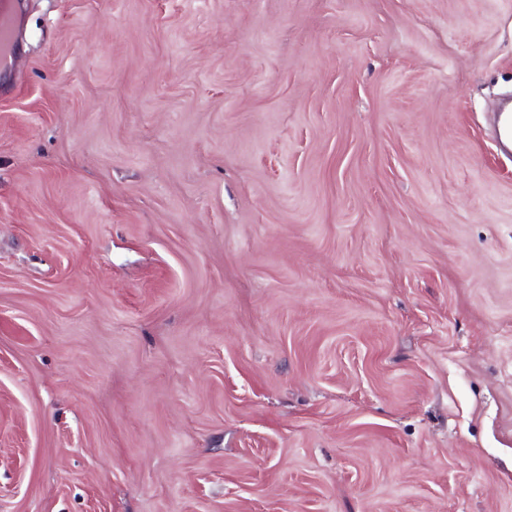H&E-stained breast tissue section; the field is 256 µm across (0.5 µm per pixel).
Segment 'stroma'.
Returning <instances> with one entry per match:
<instances>
[{
    "label": "stroma",
    "mask_w": 512,
    "mask_h": 512,
    "mask_svg": "<svg viewBox=\"0 0 512 512\" xmlns=\"http://www.w3.org/2000/svg\"><path fill=\"white\" fill-rule=\"evenodd\" d=\"M0 512H512V0H19ZM497 146L501 151L512 152V116L507 112L495 115Z\"/></svg>",
    "instance_id": "obj_1"
}]
</instances>
